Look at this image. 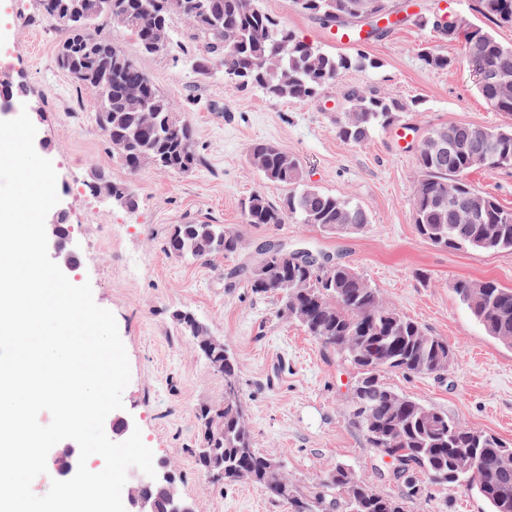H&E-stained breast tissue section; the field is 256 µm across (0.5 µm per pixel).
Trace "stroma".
I'll list each match as a JSON object with an SVG mask.
<instances>
[{
	"mask_svg": "<svg viewBox=\"0 0 512 512\" xmlns=\"http://www.w3.org/2000/svg\"><path fill=\"white\" fill-rule=\"evenodd\" d=\"M475 5V0H419L420 10L443 9L490 28L501 44L512 46V25H490ZM259 6L300 39L331 50L321 27L291 0H259ZM95 32L141 60L174 112L192 125L202 166L180 174L122 165L96 122L93 92L75 87L57 67L66 32L40 21L38 0H0V71L26 87L15 102L30 112L35 149L57 172L58 206L80 247V263L67 277L76 285L90 283L96 304L116 318L131 371L121 415L139 427L154 461L171 463L196 512L291 509L249 483L213 485L198 467L196 414L200 407L223 405L226 384L182 332L174 318L181 309L194 312L235 358V399L250 422L255 448L279 462L301 495L319 492L337 462L375 493L401 494L347 415L353 367L278 315L275 297L252 293L237 277V270L270 243L307 247L354 267L390 306L446 340L451 350L446 373L390 372L385 382L512 443V347L487 336L452 288L462 277L490 278L512 288V252L455 251L421 238L412 210L415 144L398 141L390 127L377 129L362 144L336 133L345 110L339 90L345 86L399 99L408 107L404 121L421 135L450 124L495 129L512 123L482 97L460 43L406 25L364 46L372 67L342 72L324 96L296 101L239 87L225 79L217 60L201 70L177 50L142 55L135 38L107 20H99ZM428 49L448 57V67L427 65ZM258 140L295 156L305 184L361 206L368 224L346 234H327L292 219L271 228L246 224L249 196L259 192L277 203L287 192L248 162V147ZM99 175L124 184L134 206L92 194L88 185ZM191 220L237 230L242 249L204 260L168 255L164 239L174 225ZM404 510L489 512V507L476 492L430 482L423 496L405 500Z\"/></svg>",
	"mask_w": 512,
	"mask_h": 512,
	"instance_id": "stroma-1",
	"label": "stroma"
}]
</instances>
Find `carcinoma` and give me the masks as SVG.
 <instances>
[{
    "mask_svg": "<svg viewBox=\"0 0 512 512\" xmlns=\"http://www.w3.org/2000/svg\"><path fill=\"white\" fill-rule=\"evenodd\" d=\"M38 0L42 20L62 26L67 37L60 44L56 64L79 88L96 96V121L123 165L138 170L152 165L176 173L191 172L200 161L193 130L173 112L149 74L112 39L99 37L92 26L109 20L133 35L141 52H169L172 17L190 24L189 48L201 63H224V77L243 87L256 86L277 99L314 100L332 88L344 70L365 65L366 57L329 53L298 39L279 19L259 8L255 0ZM477 11L499 24H512V0H476ZM294 7L323 27L354 30L360 25L352 12L369 5L381 19L399 12L394 0H292ZM453 40L463 43L465 62L476 71L494 69L504 51L487 31L465 23ZM349 110L338 123L337 134L360 144L376 127L399 121L405 106L397 99L369 89L348 86L340 90ZM484 99L499 112L512 115V91L503 94L495 83L481 88ZM472 124L431 129L417 150L418 177L413 196V221L418 234L436 247L487 252L512 251V209L474 189L467 180L477 166L494 170L512 167V127L482 128L494 153L480 163L479 146L467 141ZM452 130L464 140L451 160L439 161L434 142ZM249 162L264 178L288 188L280 203L261 193L244 204L245 222L275 227L292 218L326 233L359 229L369 222L365 210L317 187L301 186L298 160L272 142L248 148ZM90 191H109L129 198L125 186L96 179ZM242 246L240 236L222 224L194 221L178 224L164 242V250L179 258L204 259L233 254ZM257 294L278 298L282 316L298 323L325 348L357 370L348 413L380 461L390 457L400 467L392 473L404 492L380 496L366 480L342 464L329 468L320 505L300 495L284 473L272 476L270 459L254 449V437L241 408L232 397L224 406L200 408L203 437L194 449L197 465L205 472L219 471L215 483L246 481L270 496L286 500L292 512H404L403 499L422 492L421 477L440 476L439 484L476 491L490 512H512V445L448 417L435 405L423 404L383 381V373H443L450 348L439 336L386 304L353 267L336 263L326 271L296 262L265 249L245 272ZM453 289L486 333L512 346V289L493 279L459 278ZM189 336H207L208 329L188 310L176 313ZM211 368L234 385L237 364L224 343L201 351Z\"/></svg>",
    "mask_w": 512,
    "mask_h": 512,
    "instance_id": "carcinoma-1",
    "label": "carcinoma"
}]
</instances>
